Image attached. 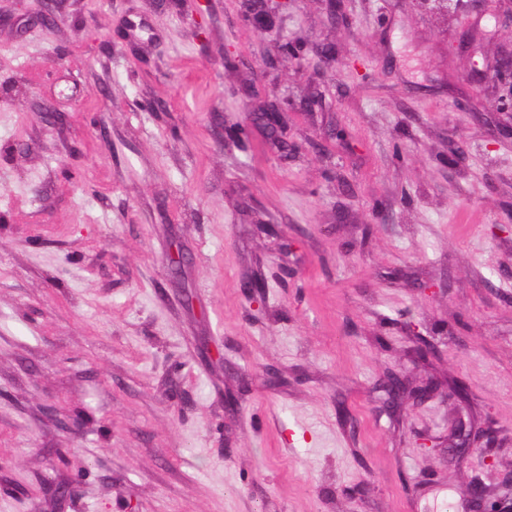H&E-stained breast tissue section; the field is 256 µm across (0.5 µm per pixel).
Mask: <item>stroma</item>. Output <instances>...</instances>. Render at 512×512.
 Listing matches in <instances>:
<instances>
[{
    "mask_svg": "<svg viewBox=\"0 0 512 512\" xmlns=\"http://www.w3.org/2000/svg\"><path fill=\"white\" fill-rule=\"evenodd\" d=\"M45 2L0 0V512H468L511 476L512 0ZM389 369L441 387L390 419ZM463 414L497 445L452 461ZM280 112L282 107L277 103H271L262 109H252L246 112L245 116L249 123L262 127L270 138L280 142L282 134ZM495 496L489 489L481 485H472L466 491V498L470 504V511L473 512H500L495 510Z\"/></svg>",
    "mask_w": 512,
    "mask_h": 512,
    "instance_id": "stroma-1",
    "label": "stroma"
}]
</instances>
